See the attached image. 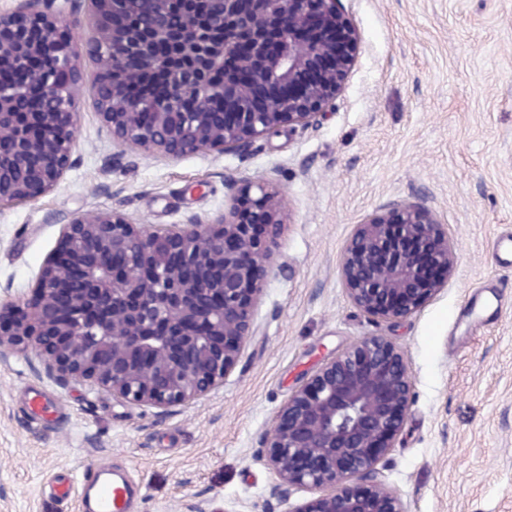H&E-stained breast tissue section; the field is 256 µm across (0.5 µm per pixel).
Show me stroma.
Wrapping results in <instances>:
<instances>
[{"mask_svg": "<svg viewBox=\"0 0 512 512\" xmlns=\"http://www.w3.org/2000/svg\"><path fill=\"white\" fill-rule=\"evenodd\" d=\"M358 61L318 131L280 129L253 154L135 157L112 144L90 95L78 102L77 165L46 198L0 210V285L27 291L62 216L124 209L179 224L231 204L225 177H272L289 223L240 363L219 391L166 420L111 394L37 377L24 355L0 367V512H83L86 470L123 473L136 512L187 500H268L258 436L300 377L367 336L403 353L413 384L383 472L409 512H512V266L492 244L512 232V0H343ZM423 202L458 261L447 286L398 324L376 323L340 277L356 224L388 201Z\"/></svg>", "mask_w": 512, "mask_h": 512, "instance_id": "obj_1", "label": "stroma"}]
</instances>
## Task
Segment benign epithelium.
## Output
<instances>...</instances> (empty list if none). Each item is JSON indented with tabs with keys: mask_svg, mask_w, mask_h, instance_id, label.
Segmentation results:
<instances>
[{
	"mask_svg": "<svg viewBox=\"0 0 512 512\" xmlns=\"http://www.w3.org/2000/svg\"><path fill=\"white\" fill-rule=\"evenodd\" d=\"M0 13V207L51 194L77 163L82 54L108 73L89 88L112 140L178 161L249 157L280 128L319 130L356 65L360 34L342 0H13ZM90 21L75 34L80 15ZM169 73L150 104L135 75ZM229 208L146 225L120 206L74 214L30 293L0 289V366L104 390L166 419L218 391L255 330V311L284 234L283 192L270 177L225 179ZM457 256L434 211L394 200L356 225L340 276L376 322L420 312L448 284ZM413 386L401 351L368 336L323 359L278 409L254 459L269 498L317 496L289 512H409L382 479L405 429ZM185 512H250L244 502H190Z\"/></svg>",
	"mask_w": 512,
	"mask_h": 512,
	"instance_id": "7a95c632",
	"label": "benign epithelium"
}]
</instances>
